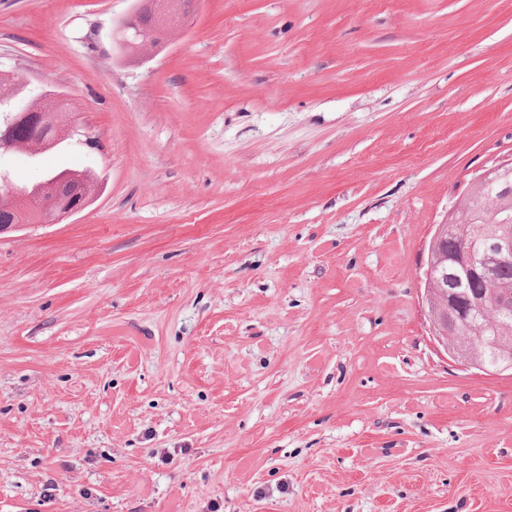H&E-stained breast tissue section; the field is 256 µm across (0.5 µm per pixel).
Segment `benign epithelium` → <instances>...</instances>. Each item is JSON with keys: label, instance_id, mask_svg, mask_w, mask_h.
Here are the masks:
<instances>
[{"label": "benign epithelium", "instance_id": "1", "mask_svg": "<svg viewBox=\"0 0 512 512\" xmlns=\"http://www.w3.org/2000/svg\"><path fill=\"white\" fill-rule=\"evenodd\" d=\"M184 26L180 0H136L135 7L112 32L113 45L135 59H148L168 36ZM60 93L40 90L29 109L0 115V155L15 148L32 158L73 135L54 106ZM90 201L87 176L46 175L26 188L15 187L0 173V233L20 224L50 223L82 211ZM451 225L438 224L428 244L429 265L423 278L430 333L462 365L484 368L482 355L464 335L467 313L492 307L512 310V285L494 279L498 266L512 263V216L492 232L463 241L452 254L441 252Z\"/></svg>", "mask_w": 512, "mask_h": 512}]
</instances>
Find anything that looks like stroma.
<instances>
[{
  "label": "stroma",
  "mask_w": 512,
  "mask_h": 512,
  "mask_svg": "<svg viewBox=\"0 0 512 512\" xmlns=\"http://www.w3.org/2000/svg\"><path fill=\"white\" fill-rule=\"evenodd\" d=\"M0 0V75L79 135L0 234V512H512V372L454 362L436 225L512 163V0ZM187 0H182L185 2ZM177 0H138L112 32L113 45L135 59H148L168 36L184 26L183 3ZM150 15L156 35L143 29L141 18ZM46 175L26 188L15 187L6 174L0 173V234L20 224L50 223L82 211L90 201L88 175ZM21 198L24 206L13 202ZM33 203L32 210L28 211ZM38 219H35V218Z\"/></svg>",
  "instance_id": "obj_1"
}]
</instances>
